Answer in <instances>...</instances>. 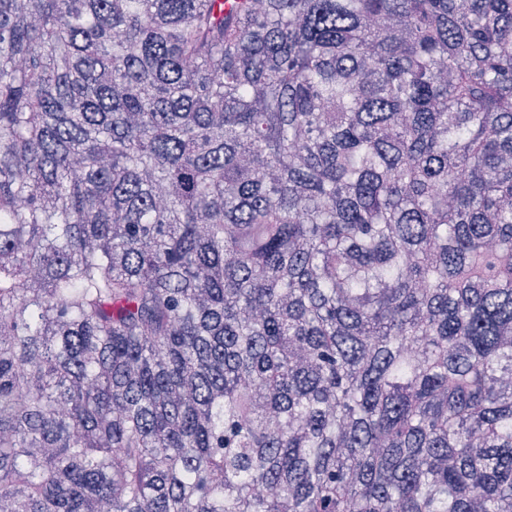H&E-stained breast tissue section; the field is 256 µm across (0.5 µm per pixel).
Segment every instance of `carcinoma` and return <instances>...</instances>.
<instances>
[{
    "mask_svg": "<svg viewBox=\"0 0 512 512\" xmlns=\"http://www.w3.org/2000/svg\"><path fill=\"white\" fill-rule=\"evenodd\" d=\"M512 512V0H0V512Z\"/></svg>",
    "mask_w": 512,
    "mask_h": 512,
    "instance_id": "1",
    "label": "carcinoma"
}]
</instances>
